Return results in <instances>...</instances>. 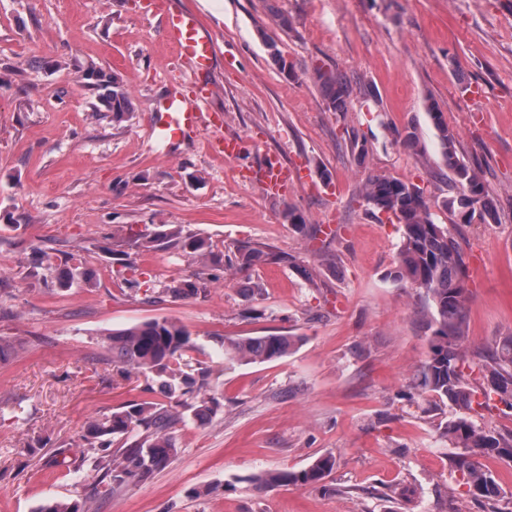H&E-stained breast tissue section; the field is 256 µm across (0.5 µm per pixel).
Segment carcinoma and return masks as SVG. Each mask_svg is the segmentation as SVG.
Here are the masks:
<instances>
[{"instance_id":"cac0c4a2","label":"carcinoma","mask_w":512,"mask_h":512,"mask_svg":"<svg viewBox=\"0 0 512 512\" xmlns=\"http://www.w3.org/2000/svg\"><path fill=\"white\" fill-rule=\"evenodd\" d=\"M81 87L98 98L103 111L112 113V121L121 122L132 111L131 100L121 78L97 64L76 65ZM327 108L343 112L353 88L347 76L335 70L315 71ZM436 120L441 145L453 171L456 195L446 199L443 207L463 224H485L494 219L492 202L487 198L480 176L455 152V133L441 118L435 103L428 106ZM365 201L373 208L391 214L403 228V240L397 256L393 279L424 291L427 306L423 324L429 332L430 353L420 365L415 386L432 393L452 409L448 423L439 437L455 448L451 465L463 472L467 493L474 500L495 505L500 496L493 476L470 462L472 453L495 456L512 462V432L502 433L478 426L473 416L491 408L512 412V336H504L478 359L468 358L463 346L468 292V268L456 237L430 212L423 189L386 175H371L365 184ZM151 247L176 249L203 267L195 279L167 289L174 298L197 295L209 278L205 271L221 270L224 262L249 269L270 258V253L245 246L234 258L213 248L204 237L185 234L173 224H155L140 235ZM92 272L79 265L58 272L59 287L74 284L90 287ZM112 366L123 378L133 373L152 378L167 402L130 401L107 414L89 418L81 435L83 460H92L102 473L100 486L115 494L125 487L149 479L174 457L178 448L172 429L181 420L177 407L183 397L193 395L195 415L203 419L217 414L219 399L210 393L204 374L185 372L182 356L194 348L191 334L178 322L151 319L134 326L114 330ZM303 342L301 336L267 334L264 336L227 338L224 354L228 359L245 363L268 362L287 356ZM117 450L109 452L112 445ZM336 457L329 452L316 458L299 471L262 472L253 477L260 488L278 486H318L330 475ZM35 512H84L76 502L49 501Z\"/></svg>"}]
</instances>
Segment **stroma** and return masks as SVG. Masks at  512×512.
<instances>
[{"label": "stroma", "mask_w": 512, "mask_h": 512, "mask_svg": "<svg viewBox=\"0 0 512 512\" xmlns=\"http://www.w3.org/2000/svg\"><path fill=\"white\" fill-rule=\"evenodd\" d=\"M148 3L0 0V68L11 69L0 83V336L20 345L0 362V512L54 500L85 512H483L438 438L448 405L413 387L430 346L422 293L392 278L402 229L362 194L373 174L423 188L467 257L468 354L512 334V0H176L215 41L214 92L195 103L224 125L175 143L158 140L150 114L171 93L194 101L197 76L174 61ZM75 60L121 76L133 104L124 121L95 111ZM318 65L351 78L346 111L327 108ZM432 102L458 157L484 173L490 223H455L442 206L453 190ZM411 125L414 150L397 141ZM223 133L247 139L239 159L214 155ZM270 157L304 173L276 198L238 175ZM151 224L276 259L226 268L175 299L169 288L198 266L137 245ZM116 250L129 270H116ZM75 262L95 287L58 286ZM161 317L190 332L184 360L208 372L221 408L200 423L186 397L169 464L93 493L95 473L78 460L88 418L160 398L145 376L115 374L107 334ZM268 333L302 343L271 362L225 358V338ZM60 452L70 470L51 467ZM328 452L329 490L252 481Z\"/></svg>", "instance_id": "35a3bbf8"}]
</instances>
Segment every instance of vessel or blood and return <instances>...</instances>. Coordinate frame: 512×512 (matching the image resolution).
<instances>
[{
  "label": "vessel or blood",
  "instance_id": "b4317fda",
  "mask_svg": "<svg viewBox=\"0 0 512 512\" xmlns=\"http://www.w3.org/2000/svg\"><path fill=\"white\" fill-rule=\"evenodd\" d=\"M155 10L164 20L166 38L176 49L181 61L190 63L200 74H208L216 54L213 39L201 18L189 10L177 7L174 0H154ZM221 119L198 112L178 95H170L160 104L155 114V129L169 140L185 138L203 124L217 125ZM212 149L218 158L231 160L245 149L244 139L237 136H221L214 140ZM293 174L277 163H267L260 170H245L246 181L258 182L270 197L283 193Z\"/></svg>",
  "mask_w": 512,
  "mask_h": 512
}]
</instances>
